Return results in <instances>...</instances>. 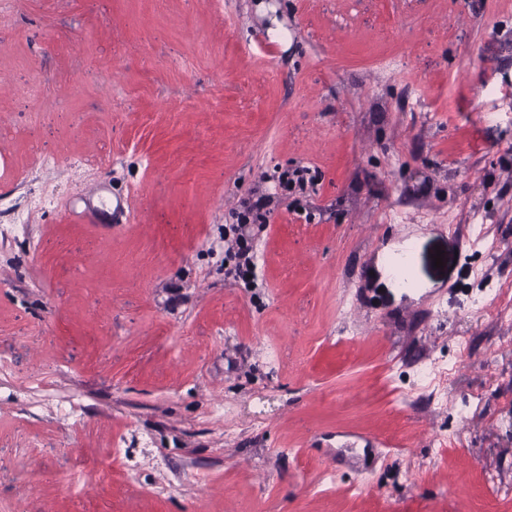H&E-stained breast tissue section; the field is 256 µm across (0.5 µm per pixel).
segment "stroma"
<instances>
[{"label":"stroma","mask_w":512,"mask_h":512,"mask_svg":"<svg viewBox=\"0 0 512 512\" xmlns=\"http://www.w3.org/2000/svg\"><path fill=\"white\" fill-rule=\"evenodd\" d=\"M478 294L512 306V0L0 10V512H512ZM234 263L226 269V276L233 279H246L252 276L254 269V255L247 244H242L234 253ZM453 370L454 367L441 360L424 362L419 367V382L427 386H440L453 374Z\"/></svg>","instance_id":"obj_1"}]
</instances>
